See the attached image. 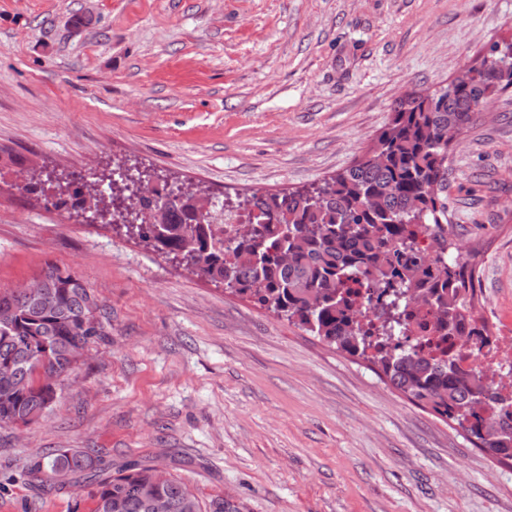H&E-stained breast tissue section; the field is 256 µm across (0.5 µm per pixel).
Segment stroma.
I'll list each match as a JSON object with an SVG mask.
<instances>
[{
  "mask_svg": "<svg viewBox=\"0 0 512 512\" xmlns=\"http://www.w3.org/2000/svg\"><path fill=\"white\" fill-rule=\"evenodd\" d=\"M511 39L512 0H0V291L54 264L110 312L52 411L0 429V474L18 476L0 512H93L88 483L21 480L57 448L166 469L242 512H512V465L369 361L20 190L28 167L117 162L219 201L318 183L405 93ZM448 154L476 313L512 336V88Z\"/></svg>",
  "mask_w": 512,
  "mask_h": 512,
  "instance_id": "1",
  "label": "stroma"
}]
</instances>
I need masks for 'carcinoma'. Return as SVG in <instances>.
I'll use <instances>...</instances> for the list:
<instances>
[{
  "mask_svg": "<svg viewBox=\"0 0 512 512\" xmlns=\"http://www.w3.org/2000/svg\"><path fill=\"white\" fill-rule=\"evenodd\" d=\"M467 81L432 93L398 99L374 144L353 165L304 190L253 193L224 206L244 211L248 223L228 228L209 221L192 197L167 190L166 210L153 213L148 198L124 193L122 203L138 215L132 228L144 242L191 273L254 299L321 341L378 365L410 400L451 420L475 445L501 462L512 461V411L495 373L480 365L461 368L460 354L436 358L409 342L421 301L435 314L440 336H475L468 357L478 358L489 335L477 316L478 277L470 260L448 261V144L474 121L497 91L512 87V41L495 43ZM161 232L150 242V222ZM426 233L439 247L418 246ZM31 292H0V428L27 426L49 413L59 398L77 350L104 335V304L79 277L49 264ZM368 287L363 306L350 285ZM500 409L511 422L482 425L478 409ZM28 485L59 490L79 478L92 482L94 512H151L154 496L169 512H241L224 496L201 501L188 484L141 462L119 468L95 450L60 448L32 459Z\"/></svg>",
  "mask_w": 512,
  "mask_h": 512,
  "instance_id": "carcinoma-1",
  "label": "carcinoma"
}]
</instances>
